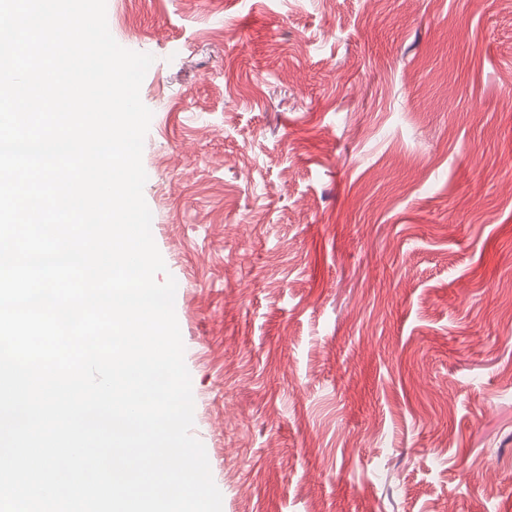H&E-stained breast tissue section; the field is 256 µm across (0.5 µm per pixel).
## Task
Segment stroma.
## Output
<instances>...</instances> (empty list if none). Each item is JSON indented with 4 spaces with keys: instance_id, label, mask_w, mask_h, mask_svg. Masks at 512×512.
Wrapping results in <instances>:
<instances>
[{
    "instance_id": "1",
    "label": "stroma",
    "mask_w": 512,
    "mask_h": 512,
    "mask_svg": "<svg viewBox=\"0 0 512 512\" xmlns=\"http://www.w3.org/2000/svg\"><path fill=\"white\" fill-rule=\"evenodd\" d=\"M106 14L222 512H512V11Z\"/></svg>"
}]
</instances>
